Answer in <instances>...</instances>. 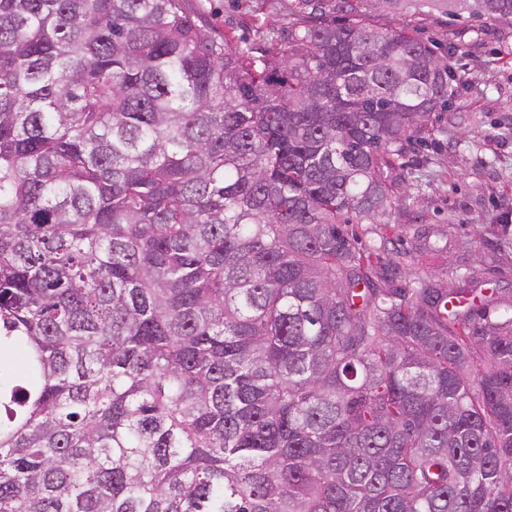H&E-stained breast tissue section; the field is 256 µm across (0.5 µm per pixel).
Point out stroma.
Wrapping results in <instances>:
<instances>
[{
    "instance_id": "obj_1",
    "label": "stroma",
    "mask_w": 512,
    "mask_h": 512,
    "mask_svg": "<svg viewBox=\"0 0 512 512\" xmlns=\"http://www.w3.org/2000/svg\"><path fill=\"white\" fill-rule=\"evenodd\" d=\"M188 12L237 46L256 43L257 28L306 26L290 0H185ZM363 22L385 29L405 26L432 41L466 87L442 113L427 143L402 157L405 178L390 206L374 220L352 218L360 248L440 275L478 268L472 244L512 243V18L457 21L446 0H419L391 9L365 0ZM439 229L446 249H418L415 233Z\"/></svg>"
}]
</instances>
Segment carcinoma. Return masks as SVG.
Returning <instances> with one entry per match:
<instances>
[{
  "instance_id": "obj_1",
  "label": "carcinoma",
  "mask_w": 512,
  "mask_h": 512,
  "mask_svg": "<svg viewBox=\"0 0 512 512\" xmlns=\"http://www.w3.org/2000/svg\"><path fill=\"white\" fill-rule=\"evenodd\" d=\"M360 3L0 0V512H512V298L342 228L461 81ZM292 0H185V8L224 36L230 34L237 46H263L255 32L264 29L283 30L308 24L289 3Z\"/></svg>"
}]
</instances>
